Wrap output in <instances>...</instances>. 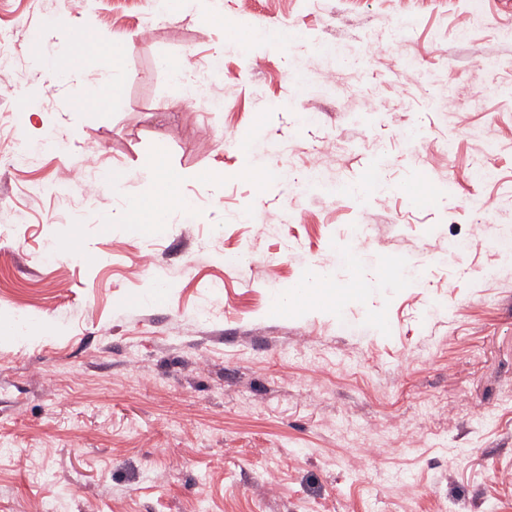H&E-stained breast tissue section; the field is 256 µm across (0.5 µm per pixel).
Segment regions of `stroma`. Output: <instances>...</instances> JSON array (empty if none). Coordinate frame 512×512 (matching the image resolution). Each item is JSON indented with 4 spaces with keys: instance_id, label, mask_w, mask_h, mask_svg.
Listing matches in <instances>:
<instances>
[{
    "instance_id": "obj_1",
    "label": "stroma",
    "mask_w": 512,
    "mask_h": 512,
    "mask_svg": "<svg viewBox=\"0 0 512 512\" xmlns=\"http://www.w3.org/2000/svg\"><path fill=\"white\" fill-rule=\"evenodd\" d=\"M223 2L0 0V151L32 156L0 166V512H512V259L470 205L512 226V4ZM204 60L218 108L171 77ZM464 82L503 91L460 114ZM87 166L122 193L86 204ZM145 178L154 185L153 200L159 201L155 208V223L162 224L171 219L175 211H181L179 178L172 176L159 164L148 166ZM68 179L71 185L88 201L95 199L100 193L99 184L89 178L83 170L68 171Z\"/></svg>"
}]
</instances>
